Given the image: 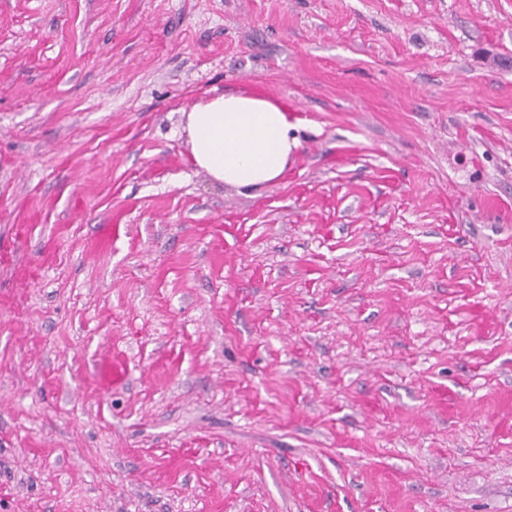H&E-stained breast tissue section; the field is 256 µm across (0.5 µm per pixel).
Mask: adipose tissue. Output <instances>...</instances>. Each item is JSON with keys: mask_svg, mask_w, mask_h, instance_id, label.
I'll list each match as a JSON object with an SVG mask.
<instances>
[{"mask_svg": "<svg viewBox=\"0 0 512 512\" xmlns=\"http://www.w3.org/2000/svg\"><path fill=\"white\" fill-rule=\"evenodd\" d=\"M187 128L193 163L245 190L275 182L299 145L287 109L253 94L224 93L195 104Z\"/></svg>", "mask_w": 512, "mask_h": 512, "instance_id": "1", "label": "adipose tissue"}]
</instances>
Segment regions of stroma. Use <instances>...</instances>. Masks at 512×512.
I'll return each mask as SVG.
<instances>
[{"label": "stroma", "mask_w": 512, "mask_h": 512, "mask_svg": "<svg viewBox=\"0 0 512 512\" xmlns=\"http://www.w3.org/2000/svg\"><path fill=\"white\" fill-rule=\"evenodd\" d=\"M0 250V512H512V0H0ZM191 159L215 181L238 189L275 182L298 147L288 110L246 93H224L187 114Z\"/></svg>", "instance_id": "obj_1"}]
</instances>
